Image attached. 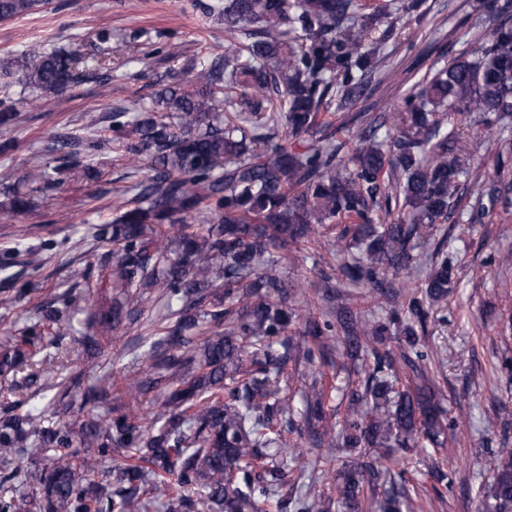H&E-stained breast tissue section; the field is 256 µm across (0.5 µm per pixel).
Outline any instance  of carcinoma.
<instances>
[{
	"label": "carcinoma",
	"mask_w": 512,
	"mask_h": 512,
	"mask_svg": "<svg viewBox=\"0 0 512 512\" xmlns=\"http://www.w3.org/2000/svg\"><path fill=\"white\" fill-rule=\"evenodd\" d=\"M36 0H0V21ZM198 8L235 40L224 53L203 54L184 84L156 92V107L131 120L112 110V140L149 173L112 220L96 225L100 266L112 301L71 287L35 317L0 333V383L34 397L68 349L64 330L76 304H90L80 345L87 359L104 355L102 339L133 327L153 296L172 321L143 335L140 371L112 386L80 392L83 417L57 421L34 410L0 409V512H148L159 498L168 512H403L413 507L405 482L387 480L377 459L347 467L335 493L312 494L290 483L298 470L314 483L334 468L338 448L447 442L441 391L428 383L413 327L407 347L382 352L386 325L346 316L342 356L366 375L347 394L341 432L328 422L325 393L301 392L303 424L283 393L290 361L334 366L335 325L305 319L304 347L289 334L290 298L298 285L283 278L286 258L328 224L336 230L338 266L351 285L382 293L387 273L417 263L416 241L448 222L469 192L477 211L512 209V141L494 144V170L467 162L469 144L442 116L470 130L512 117V19L487 39L435 68L394 112H361L351 148L324 128L321 115L366 99L372 79L387 75L383 46L402 33L395 21L419 25V0H201ZM105 64L63 48L31 46L0 55V83L17 73L30 91L58 92ZM284 134L278 135L277 129ZM92 134L54 135L46 151L57 165L35 163L13 186L9 213L27 212L34 194L61 188L92 166L101 147ZM207 212L208 224H194ZM453 267L438 249L425 292L407 303L419 322L425 303L448 296ZM406 366L422 383L401 386ZM150 401L160 410L134 415L112 401ZM297 433L319 460L306 471L288 454ZM30 460L22 467L21 460ZM490 512H512V448L497 451Z\"/></svg>",
	"instance_id": "1"
}]
</instances>
